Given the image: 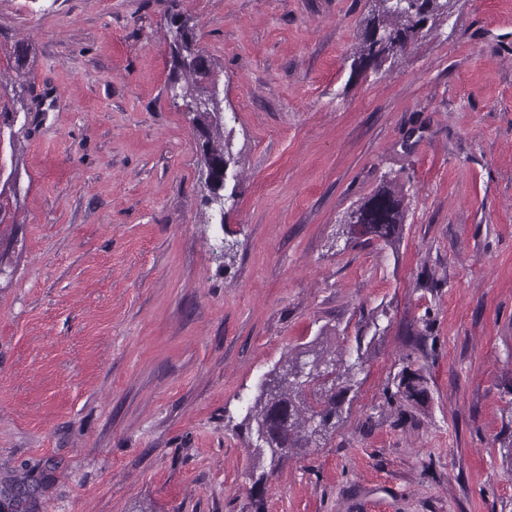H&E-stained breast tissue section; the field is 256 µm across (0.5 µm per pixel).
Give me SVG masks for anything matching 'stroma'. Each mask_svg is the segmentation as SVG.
<instances>
[{
  "label": "stroma",
  "instance_id": "1",
  "mask_svg": "<svg viewBox=\"0 0 512 512\" xmlns=\"http://www.w3.org/2000/svg\"><path fill=\"white\" fill-rule=\"evenodd\" d=\"M372 6L0 0V488L37 479L0 512H512V0H453L378 74L352 65ZM176 12L224 94L220 225ZM386 178L399 239H345ZM307 345L363 369L254 495L242 420Z\"/></svg>",
  "mask_w": 512,
  "mask_h": 512
}]
</instances>
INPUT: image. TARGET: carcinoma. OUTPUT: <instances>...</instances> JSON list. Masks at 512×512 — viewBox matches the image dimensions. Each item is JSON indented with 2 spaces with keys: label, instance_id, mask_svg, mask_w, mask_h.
I'll return each instance as SVG.
<instances>
[{
  "label": "carcinoma",
  "instance_id": "cac0c4a2",
  "mask_svg": "<svg viewBox=\"0 0 512 512\" xmlns=\"http://www.w3.org/2000/svg\"><path fill=\"white\" fill-rule=\"evenodd\" d=\"M374 8L365 18L363 40L354 66H371L378 71L385 64H394L396 58L414 43L428 23L446 22L450 0H373ZM175 30L181 32L177 42H171V58L175 80L185 79L177 85L178 98L186 101L193 113L192 124L198 134L205 136L201 155L205 173H210L216 162L233 157L224 147V107L213 105L199 110L195 104L212 97L218 89L213 75V64L198 47L185 22L172 20ZM404 196L387 185L364 199L354 210L360 223L366 225L367 234L386 242L399 234L403 224ZM301 365L307 368L306 377L288 376L285 370ZM362 369L360 358L352 362L327 356L325 351L306 349L275 366L260 384V393L248 408L244 422L254 438L270 435L266 447L255 445L259 454L270 458V471L258 475L265 480L272 475L279 462L308 447L314 438H324L336 429L334 419L339 416L341 403L336 401L335 388L341 395L349 392L346 384L353 381ZM309 395L313 404H307Z\"/></svg>",
  "mask_w": 512,
  "mask_h": 512
}]
</instances>
